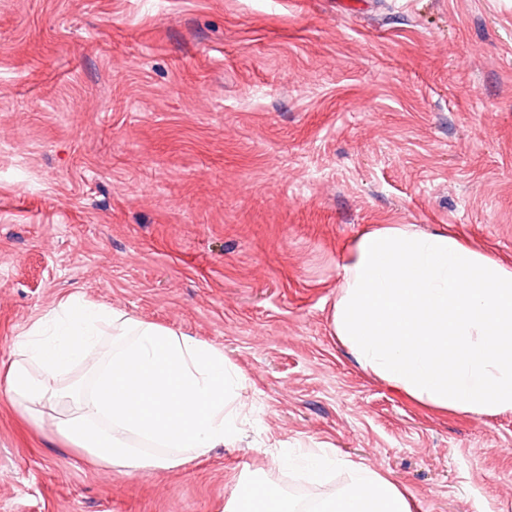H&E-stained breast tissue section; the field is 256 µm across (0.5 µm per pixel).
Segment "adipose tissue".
<instances>
[{"label": "adipose tissue", "mask_w": 512, "mask_h": 512, "mask_svg": "<svg viewBox=\"0 0 512 512\" xmlns=\"http://www.w3.org/2000/svg\"><path fill=\"white\" fill-rule=\"evenodd\" d=\"M359 365L433 407L512 412V266L445 230L382 224L357 236L331 318ZM74 364L88 385L62 387ZM25 410L61 400L58 429L93 463L171 470L232 442L241 382L216 347L73 296L18 334L0 364ZM320 512H410L406 494L365 466ZM224 512H292L272 486L240 485Z\"/></svg>", "instance_id": "obj_1"}]
</instances>
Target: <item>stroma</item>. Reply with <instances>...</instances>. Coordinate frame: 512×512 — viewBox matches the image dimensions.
Instances as JSON below:
<instances>
[{
    "label": "stroma",
    "mask_w": 512,
    "mask_h": 512,
    "mask_svg": "<svg viewBox=\"0 0 512 512\" xmlns=\"http://www.w3.org/2000/svg\"><path fill=\"white\" fill-rule=\"evenodd\" d=\"M450 230L512 265V0H0V363L72 294L220 349L237 438L88 464L0 391V512H313L347 461L411 512H512V412L441 411L332 332L353 239ZM333 452L323 483L275 458ZM225 512H291L288 498L273 486L238 485L227 501Z\"/></svg>",
    "instance_id": "obj_1"
}]
</instances>
